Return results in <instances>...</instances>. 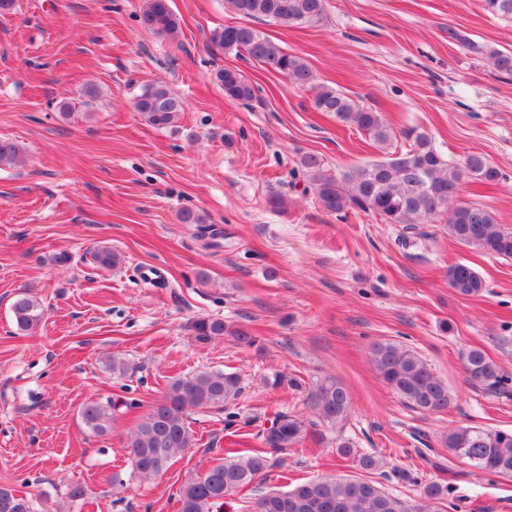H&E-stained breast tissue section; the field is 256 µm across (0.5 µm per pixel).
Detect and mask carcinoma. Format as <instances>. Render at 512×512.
<instances>
[{
    "instance_id": "1",
    "label": "carcinoma",
    "mask_w": 512,
    "mask_h": 512,
    "mask_svg": "<svg viewBox=\"0 0 512 512\" xmlns=\"http://www.w3.org/2000/svg\"><path fill=\"white\" fill-rule=\"evenodd\" d=\"M240 15L288 26L317 22L325 14L326 0H229ZM485 11L512 19V0H482ZM143 28L153 34L171 35L178 20L168 0H147L139 16ZM213 43L226 51L244 52L257 63L284 76L296 87L314 91V106L332 114L344 126L363 133L381 157L345 170L332 169L315 154H305L298 164L321 206L331 213H344L357 207L385 224H424L443 220L448 235L457 243L482 253L512 258V231L500 227L488 208L461 202L452 194L463 184L479 181L496 184L502 178L498 166L485 155L471 153L450 158L437 149L425 134L415 136L410 148L396 155L391 151L395 133L382 115L359 104L341 91L313 83L308 63L273 42L259 30L245 26H226L212 33ZM485 57L496 70L512 75V52L489 49ZM217 80L224 94L248 102L256 88L239 71L223 69ZM133 107L143 121L156 129L176 127L182 101L161 81L141 85L133 97ZM23 163L19 147L0 140V167ZM102 268H114L120 257L102 245L93 254ZM448 285L463 296H476L485 288L480 274L470 265L458 262L448 267ZM16 326L28 331L42 321L44 310L30 294L17 295L12 304ZM195 341L208 344L228 338L241 348H253L258 339L242 324L219 318H198L191 322ZM372 363L384 383L408 408L423 413L445 412L454 402L448 384L436 375L414 350L392 342H378L372 349ZM468 379L495 395L509 393L512 381L483 350L472 348L463 357ZM296 387L304 391L306 406L314 412L324 430L314 432L291 412L276 414L270 427L261 432L262 447L233 459L220 461L200 476L191 478L179 489L180 512H221L224 499L238 494L270 469V454L291 448L312 436L326 440L325 431L347 416L351 398L342 382L332 376L316 378L306 384L278 373L272 386ZM242 392L241 378L221 370L198 371L175 378L167 386L163 400L144 414L127 441L128 463L134 477L150 481L166 471L172 458L195 445L187 412L193 408H228ZM137 405L135 400H91L80 410L81 421L93 434L104 436L112 429L117 412ZM444 446L451 454L468 460L480 471L512 477V432L472 426L448 431ZM336 454L352 457L359 469L369 474L383 467L372 453H361L347 440L336 441ZM448 487L437 482L426 484L422 501L412 505L383 489L376 480L358 476L311 479L285 491L271 490L256 499L252 512H442ZM0 512H32L30 501L9 488H0Z\"/></svg>"
}]
</instances>
